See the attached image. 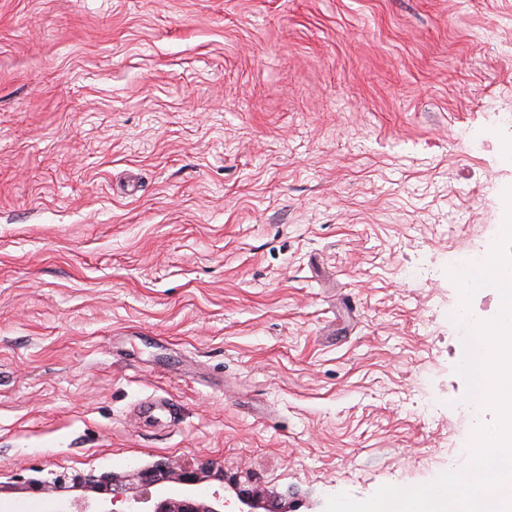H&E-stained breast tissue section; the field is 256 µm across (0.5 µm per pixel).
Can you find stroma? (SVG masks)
<instances>
[{"mask_svg":"<svg viewBox=\"0 0 512 512\" xmlns=\"http://www.w3.org/2000/svg\"><path fill=\"white\" fill-rule=\"evenodd\" d=\"M510 188L512 0H0V512L43 470L323 512L466 462L446 270Z\"/></svg>","mask_w":512,"mask_h":512,"instance_id":"stroma-1","label":"stroma"}]
</instances>
